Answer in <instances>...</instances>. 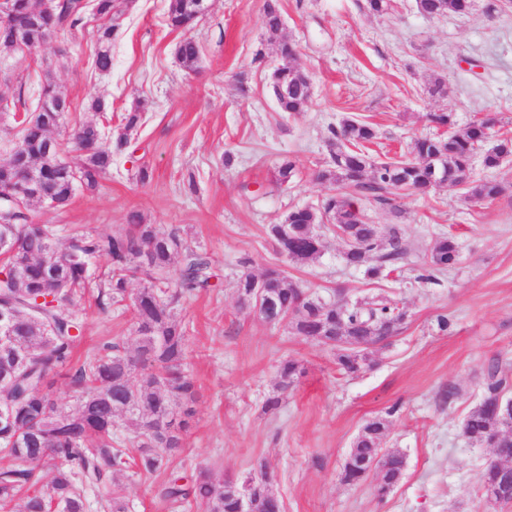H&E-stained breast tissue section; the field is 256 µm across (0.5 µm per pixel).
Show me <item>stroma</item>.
Here are the masks:
<instances>
[{"label": "stroma", "mask_w": 512, "mask_h": 512, "mask_svg": "<svg viewBox=\"0 0 512 512\" xmlns=\"http://www.w3.org/2000/svg\"><path fill=\"white\" fill-rule=\"evenodd\" d=\"M284 25L270 34L264 0H207L193 35L200 45L195 71L176 56L180 32L165 25L168 0H133L112 43V70H95L92 24L64 30L28 53L0 54V90H22L32 100L53 79L69 109L54 134L82 122L119 127L126 112L143 120L128 147L96 189L78 188L70 205L31 214L59 229L60 245L89 231L105 237L136 209L162 233L178 230L207 253L213 277L178 307L187 326L189 371L198 386L184 452L171 469L213 467L220 479L241 480L266 462L283 512H512L488 503L480 476L492 451L468 439L462 423L484 389L488 363H512V159L488 169L481 156L472 176L494 180L504 193L466 205L459 187L423 195L404 191L393 203L362 201L380 231L402 230L406 253L389 277L368 278L347 266L344 242L332 226L321 229L322 255L305 266L285 263L289 275L324 300L396 301L407 313L399 332L369 349L372 366L356 377L341 374L333 350L293 336L287 324L266 322L238 302L242 272L262 275L277 262L270 226L294 207L317 206L334 188L315 178L328 159L327 141L342 119L373 124L377 155L408 152L438 134L430 112L455 113L458 127L495 113L512 133V9L503 0H474L469 14L429 19L415 0H393L389 14L361 13L356 0H281ZM297 44V64L312 80L309 107L282 118L268 83L279 64L280 41ZM264 51L265 64L255 63ZM246 78L248 93L239 90ZM448 86L431 96L435 79ZM103 99L106 111L91 108ZM297 166L293 183L279 185L281 162ZM149 178L139 181L138 168ZM456 237L455 269L424 280L431 249L441 234ZM75 311L84 359L104 343L134 348L136 333L126 307L104 310L94 298ZM451 326L440 331L437 320ZM306 374L263 411L276 394L282 360ZM456 397H449V388ZM389 421L384 448L406 457L404 476L385 501L371 481L348 485L341 469L364 422ZM165 474L108 475L85 488L91 512L119 495L130 512H170L159 496Z\"/></svg>", "instance_id": "obj_1"}]
</instances>
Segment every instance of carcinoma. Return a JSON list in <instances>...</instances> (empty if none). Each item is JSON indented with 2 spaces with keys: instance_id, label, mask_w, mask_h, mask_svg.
Returning a JSON list of instances; mask_svg holds the SVG:
<instances>
[{
  "instance_id": "cac0c4a2",
  "label": "carcinoma",
  "mask_w": 512,
  "mask_h": 512,
  "mask_svg": "<svg viewBox=\"0 0 512 512\" xmlns=\"http://www.w3.org/2000/svg\"><path fill=\"white\" fill-rule=\"evenodd\" d=\"M128 0H93L100 20L95 31L97 51L94 66L102 73L112 70L114 40ZM418 12L428 18L462 15L471 0H416ZM205 10V0H169L167 26L180 30L183 38L176 55L187 69L196 67L198 43L190 31ZM84 0H54L51 10L41 0H10L8 20L0 21V52L27 51L49 42L66 28H75L86 17ZM265 28L277 32L283 26L280 0H265ZM281 63L269 74L270 86L281 111L302 112L311 100V79L294 64L295 47L278 45ZM52 80L39 91L38 114H24L17 122L19 142L7 161L0 163V454L10 460L0 467V512H14L15 498L23 496L22 512H88L84 487L106 473L132 470L140 475L159 472L183 448V433L194 416L197 388L187 372L188 336L176 310L188 294L211 286V262L206 253L174 234L165 236L144 223L132 211L127 228L105 238L83 234L61 248L53 224H36L29 212L43 205L64 209L76 187L94 189L112 166V154L129 143L140 120L139 109L127 113L123 127L107 138L101 126H75L70 140L80 152L73 164L55 148L53 141L65 107ZM430 120L448 133L414 141L411 156L379 159L369 145L377 138L371 123L355 117L342 120L331 130L329 163L317 178L337 186L336 193L318 207L302 206L288 212L281 224L270 227L277 253L287 261L306 265L317 260L323 238L316 227L333 224L355 236L344 252L347 265L363 268L371 278L387 272L405 254L400 229L373 236L357 201L363 197L380 203L392 201L403 191L427 194L443 184L458 186L470 202H491L502 187L494 180H474L471 160L484 149L483 165L494 169L512 156V137L494 131L497 118L487 114L463 129L456 128L454 114L434 112ZM32 172L27 198L14 200L9 187L26 172ZM106 255L107 274L92 284L90 261ZM454 236L438 238L430 252L429 267L449 271L458 262ZM376 259V264L369 261ZM180 263L178 277L166 274ZM144 282L129 305L137 346L130 353L118 344L105 343L82 363L71 365L72 353L83 330L74 307L90 288H97L96 303L105 308L126 300L132 279ZM288 322L291 332L306 341L338 332L357 339L374 336L380 329L400 330L406 311L390 300L351 304L346 300L325 302L305 292L288 279L281 267H271L257 278L249 272L238 280V300L257 308L256 290ZM340 371L357 375L370 366L367 353L355 348L336 350ZM65 374L74 388V407L58 410L49 390L54 377ZM304 374L301 365L285 359L279 365V387L288 389ZM512 382L493 360L476 407L463 422V433L487 448L507 443L512 422L496 412V402ZM128 423L133 447L114 436L120 422ZM387 433L384 420H368L362 426L341 472L342 481L358 485L369 478L362 462L381 456V470L373 480L376 499L384 501L402 479L406 464L399 451H383ZM45 470H36L37 465ZM507 464L484 468L481 485L486 500L508 505L511 499L492 496L501 490ZM250 484L252 512H275L267 496L272 477L260 461L235 485L224 486L204 468L191 476L172 475L163 484L161 496L178 509L196 506L202 512H241L237 488Z\"/></svg>"
}]
</instances>
